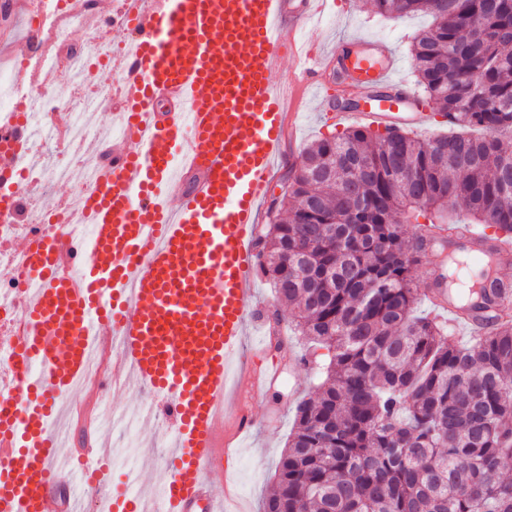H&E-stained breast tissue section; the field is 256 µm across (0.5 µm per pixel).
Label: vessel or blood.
<instances>
[{
  "label": "vessel or blood",
  "instance_id": "b4317fda",
  "mask_svg": "<svg viewBox=\"0 0 512 512\" xmlns=\"http://www.w3.org/2000/svg\"><path fill=\"white\" fill-rule=\"evenodd\" d=\"M328 0H124L105 16L127 40L112 59V99L124 133L112 161L87 188L94 252L52 233L18 252L39 277L18 295L24 313L13 345L23 387L0 409V512H54L56 492L76 463L56 421L97 337L118 336L112 387L148 391L169 427L156 466L165 474L153 512H229L207 489L231 449L252 435L254 416L239 408L241 387L263 395L282 372L284 345L269 308L255 298L257 210L284 163L291 85L286 56H306L297 35L325 14ZM347 70L363 108L337 123L395 127L409 103L395 78L398 58L383 42ZM325 51L310 58L302 82L326 89ZM167 111H157L158 102ZM21 114H0V177L25 148ZM183 154L175 164V154ZM470 256L512 264V243L468 229L448 233ZM257 336L243 354L247 336ZM140 495L114 496L99 483L94 512H144Z\"/></svg>",
  "mask_w": 512,
  "mask_h": 512
}]
</instances>
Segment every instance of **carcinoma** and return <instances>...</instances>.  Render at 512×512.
I'll return each instance as SVG.
<instances>
[{"label":"carcinoma","mask_w":512,"mask_h":512,"mask_svg":"<svg viewBox=\"0 0 512 512\" xmlns=\"http://www.w3.org/2000/svg\"><path fill=\"white\" fill-rule=\"evenodd\" d=\"M432 24L410 53L453 130L352 128L305 150L270 205L259 272L328 350L295 406L261 512H512V315L470 345L420 316L403 225L479 224L512 238V0H373ZM509 298L486 277L468 289Z\"/></svg>","instance_id":"1"}]
</instances>
